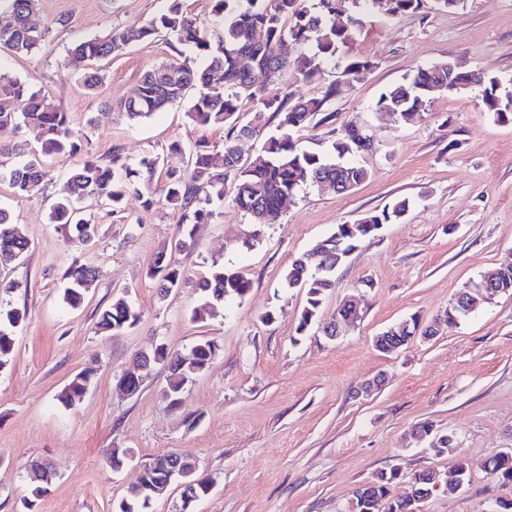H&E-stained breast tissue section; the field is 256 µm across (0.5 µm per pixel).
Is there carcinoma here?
Segmentation results:
<instances>
[{
	"instance_id": "obj_1",
	"label": "carcinoma",
	"mask_w": 512,
	"mask_h": 512,
	"mask_svg": "<svg viewBox=\"0 0 512 512\" xmlns=\"http://www.w3.org/2000/svg\"><path fill=\"white\" fill-rule=\"evenodd\" d=\"M6 10L0 15L7 17L12 26L7 38L0 39V48L15 56H30L43 52L47 46L49 30L30 23L36 11L37 0H0ZM423 0H319V10L311 12L301 6V0H214L213 25L219 28L217 40L183 5V0H168L167 8L147 20L134 22L111 32L104 38L77 39L68 52L76 59L91 64L83 75V85L95 92L103 81L102 70L95 67L100 61L112 57L128 46L152 41L161 36H171L177 44L190 48L196 55L207 60L206 68L193 65L191 57L180 62L166 63L145 71L135 94L120 101L117 112L130 122L149 119L167 111L172 105L184 100L190 90L200 88L193 99L187 116L196 124L221 126L226 131L224 149L221 151L198 149L186 153L179 144H171L164 157L147 154L130 168L118 154L107 160L87 159L73 168L67 179L68 195L57 201L49 214L50 221L67 227L81 241L91 240L97 225L87 218L83 203L95 200L117 214L122 211L129 193L143 200V207L152 208L165 204L180 213L178 234L172 249L190 251L196 244V227L212 216L207 208L211 202L210 190L224 196V184L232 186V203L249 214L255 227L265 223L267 217L280 210L283 201L304 183L317 184L330 179L339 185L338 192L346 193L365 182L369 177L366 167L350 161L361 153L360 146L367 136L355 128L334 140L332 154L321 155L305 150L294 139L293 132L314 117L318 123L333 122L334 113L321 115L325 98L336 92L329 85L325 96L301 99L287 104L282 87L276 79H267L257 85L244 82L243 71L258 60V64L277 75L285 69L297 80L311 81L316 72L311 69L308 56L294 55L297 46L313 44L323 56L333 59L349 46L354 30L362 25L368 7L373 6L389 16H407L419 11ZM357 15L356 24L345 29L336 24V17L343 13ZM262 29L266 37V49L257 54L252 42L253 33ZM374 63L356 58L346 65L347 75L358 80L369 73ZM465 81L457 75L448 78V63L441 62L418 68L404 84L383 91L377 106L382 112H394L404 121L420 118L421 111L441 91H451L454 84ZM258 109L276 113V133L270 136L258 150H251L253 131L241 122L243 103ZM482 104L500 123H512L507 91L498 88L496 80L488 77L482 85ZM32 126L42 138L41 155H30L20 141L0 144V168L3 158H15L16 164L7 172L9 185L18 193L41 181L48 171L40 156L76 155L82 150V137L71 127L68 113L39 91L30 89L20 79L8 72H0V131L18 130ZM249 155L242 161L243 155ZM166 167L167 181L161 194L152 187L153 177L159 167ZM409 209V200L403 198L374 211L353 224H338L336 230L315 248L316 260L303 254L288 269L284 285L288 289L300 288L306 295L298 331L303 333L317 321L324 296L334 287L333 273L338 259L346 258L357 243L372 236L385 224L400 221ZM28 248V241L13 226L9 213L0 208V265L7 266L18 260ZM95 274L93 268L75 264L66 273L68 286L63 298L72 306L83 300L84 286ZM151 275L160 277L159 294L166 296L181 287L184 273L168 258L158 253L151 267ZM495 284L500 293H512V262H503L489 275L481 276L461 289L448 310L437 321L450 325L468 317L472 311L466 303L478 299L484 283ZM198 287L205 301L193 311V318L203 321L211 315L215 304L227 300H242L249 293L251 282L241 273L214 264L209 276ZM359 318V311L350 300L343 301L336 309V322L345 324ZM140 315L124 299H118L103 311L98 321L101 331L120 332L133 327ZM22 320L16 309L0 308V370L5 369L14 350L12 328ZM416 319L406 320L383 332L376 338V348L389 352L399 344H406L415 335ZM217 344L203 340L185 353L170 351L160 344L144 357L154 364L169 363L163 396L170 405H180L188 385L204 372L216 357ZM184 464L182 481L189 483L184 493V510L190 502L208 495L211 489L209 477L199 472L196 458L187 450L181 451ZM168 454L153 458L146 468L139 470L136 487L161 484L167 473L164 461ZM487 470L495 479L512 482V458L494 455ZM398 480L395 471L381 472L371 481L357 488L355 512H374L377 500L392 497L389 512H420L423 501L430 497L437 486L450 492L468 482L467 467L461 461L448 466L440 478L434 473L422 471L405 481L402 491L393 493Z\"/></svg>"
}]
</instances>
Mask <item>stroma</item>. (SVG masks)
I'll return each mask as SVG.
<instances>
[{
	"label": "stroma",
	"instance_id": "stroma-1",
	"mask_svg": "<svg viewBox=\"0 0 512 512\" xmlns=\"http://www.w3.org/2000/svg\"><path fill=\"white\" fill-rule=\"evenodd\" d=\"M163 7V0H38L33 20L50 31L47 50L26 57L0 50V67L52 98L85 136L77 155L45 158L47 177L28 191L0 181V208L29 242L21 259L0 269L17 284L0 295V307L24 314L12 360L0 371V512H25L29 501L34 512H115L140 465L182 448L192 449L212 480L193 512H353L354 491L378 472L394 470L404 480L445 470L455 458L465 462L468 483L454 495L435 490L423 512H489L495 500L512 499V484L486 472L492 456L512 448V294L491 296L433 338L389 353L374 346L404 320L431 323L468 282L512 258V123L482 111L477 87L436 94L413 123L377 109L385 89L448 60L512 88V0H461L449 12L427 0L407 17L371 11L351 51L373 63L361 81H347L345 60L318 55L314 81L282 78L293 99L325 97V111L335 115L332 126L300 128L301 147L328 152L335 131L351 125L370 137L373 150L356 157L370 177L355 190L304 185L258 230L230 200H213L190 252L171 249L178 214L161 204L144 209L131 195L119 217L93 207L97 234L79 243L49 220L67 192L69 169L114 153L133 166L174 142L224 147V128L192 123L185 101L141 123L113 111L135 94L145 70L177 61L168 39L104 61L94 96L81 83L84 63L68 54L76 38L105 37ZM331 84L336 93L325 96ZM403 197L412 203L405 219L359 243L337 269L318 325L299 331L306 296L283 286L293 260L337 225ZM162 251L186 272L183 287L164 298L150 274ZM76 261L96 276L72 308L62 294ZM215 263L242 273L251 289L205 321L193 320L203 301L195 283ZM349 297L359 304L357 322L328 338L322 324ZM119 298L139 322L99 333L102 311ZM204 337L219 344V354L179 407L161 397L160 365L136 395L117 391L136 353L161 343L185 351ZM81 372L91 376L86 393L65 403L67 384ZM380 374L384 384L362 393ZM423 421L455 433L452 454L435 455L411 438ZM115 447L131 453L118 472L106 463ZM35 460L58 474L38 498L28 478Z\"/></svg>",
	"mask_w": 512,
	"mask_h": 512
}]
</instances>
